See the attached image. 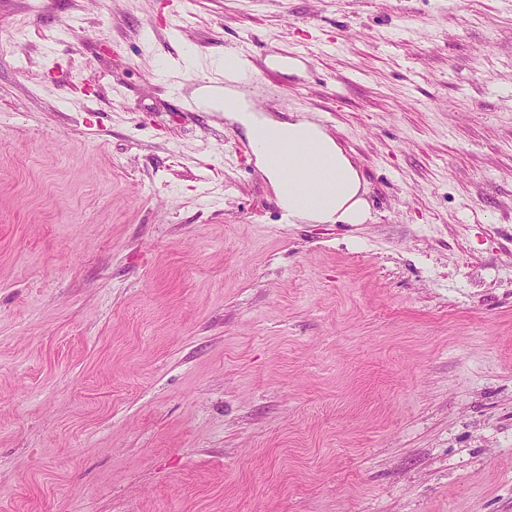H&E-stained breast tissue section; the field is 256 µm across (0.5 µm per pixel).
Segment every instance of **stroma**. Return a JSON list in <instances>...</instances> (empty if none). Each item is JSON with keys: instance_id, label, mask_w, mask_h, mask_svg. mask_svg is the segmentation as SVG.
I'll use <instances>...</instances> for the list:
<instances>
[{"instance_id": "1", "label": "stroma", "mask_w": 512, "mask_h": 512, "mask_svg": "<svg viewBox=\"0 0 512 512\" xmlns=\"http://www.w3.org/2000/svg\"><path fill=\"white\" fill-rule=\"evenodd\" d=\"M0 512H512V0H0ZM239 93L229 86L220 91L203 85L195 99L201 108L224 110L244 130L288 224L364 223L369 205L362 178L338 141L311 119L282 121L264 115Z\"/></svg>"}]
</instances>
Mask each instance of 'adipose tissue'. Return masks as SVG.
<instances>
[{
    "label": "adipose tissue",
    "mask_w": 512,
    "mask_h": 512,
    "mask_svg": "<svg viewBox=\"0 0 512 512\" xmlns=\"http://www.w3.org/2000/svg\"><path fill=\"white\" fill-rule=\"evenodd\" d=\"M199 107L223 111L245 132L257 166L292 224H361L369 205L358 168L325 128L302 116L282 121L232 87L195 92Z\"/></svg>",
    "instance_id": "ef3b65f1"
}]
</instances>
